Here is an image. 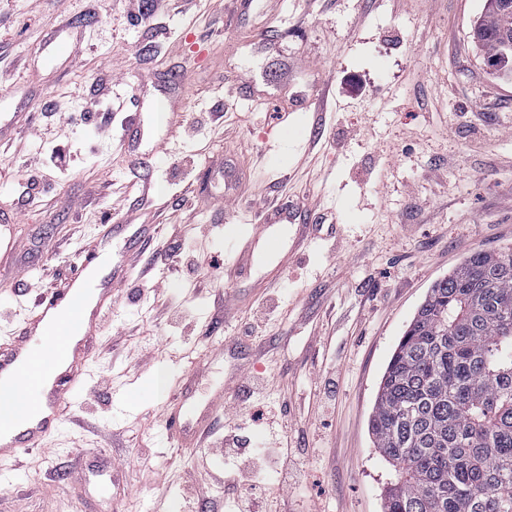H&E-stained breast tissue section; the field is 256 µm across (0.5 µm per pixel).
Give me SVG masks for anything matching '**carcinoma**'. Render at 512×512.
<instances>
[{
    "mask_svg": "<svg viewBox=\"0 0 512 512\" xmlns=\"http://www.w3.org/2000/svg\"><path fill=\"white\" fill-rule=\"evenodd\" d=\"M512 12L472 28L484 57ZM391 469L383 512H512V248L433 282L381 377L369 420Z\"/></svg>",
    "mask_w": 512,
    "mask_h": 512,
    "instance_id": "cac0c4a2",
    "label": "carcinoma"
}]
</instances>
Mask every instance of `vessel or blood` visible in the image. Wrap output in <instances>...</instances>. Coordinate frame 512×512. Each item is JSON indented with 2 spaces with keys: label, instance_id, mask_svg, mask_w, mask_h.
Masks as SVG:
<instances>
[{
  "label": "vessel or blood",
  "instance_id": "b4317fda",
  "mask_svg": "<svg viewBox=\"0 0 512 512\" xmlns=\"http://www.w3.org/2000/svg\"><path fill=\"white\" fill-rule=\"evenodd\" d=\"M154 230L151 224L111 225L62 286L41 295L18 330L0 341L1 460L42 447L62 428L74 394L87 380L101 324L128 278L119 261L96 277L104 244L120 236L126 244L145 247ZM163 423L177 446H193L199 436L184 408H166Z\"/></svg>",
  "mask_w": 512,
  "mask_h": 512
}]
</instances>
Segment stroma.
<instances>
[{
	"instance_id": "35a3bbf8",
	"label": "stroma",
	"mask_w": 512,
	"mask_h": 512,
	"mask_svg": "<svg viewBox=\"0 0 512 512\" xmlns=\"http://www.w3.org/2000/svg\"><path fill=\"white\" fill-rule=\"evenodd\" d=\"M106 3L0 0V120L28 142L24 154L0 148V225L27 250L0 277V339L35 299L21 284L55 288L104 225H157L164 250L171 217L193 202L184 235L229 266L249 225L288 197L307 195L332 220L276 225L306 238L287 261L260 243L235 278L208 272L220 315L193 279L163 283L180 324L126 282L60 432L0 461V512H230L220 485L186 503L181 472L225 462L174 447L162 408L188 379L197 404L223 391L209 421L223 436L251 376L289 403L287 427L258 422L251 436L276 438L281 462L309 461L299 487L260 471L266 512H383L389 468L368 420L388 360L436 279L474 250L512 245V80L490 76L472 42L484 0H170L159 11L140 0L146 23L126 0ZM62 12L70 25L57 26ZM159 103L177 116L146 130L143 165L122 138ZM47 108L72 118L70 158L51 175L52 199L32 200L29 133ZM136 349L143 364L126 358Z\"/></svg>"
}]
</instances>
